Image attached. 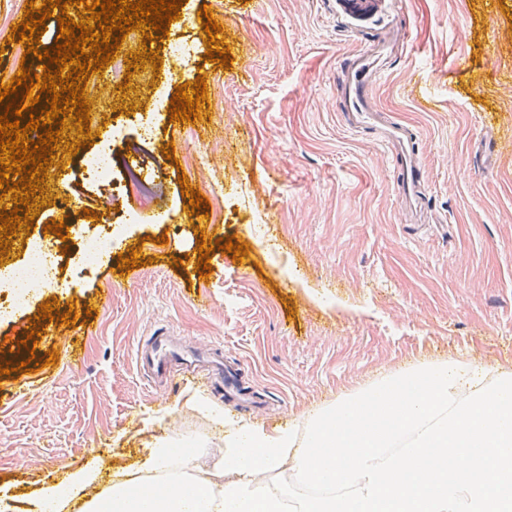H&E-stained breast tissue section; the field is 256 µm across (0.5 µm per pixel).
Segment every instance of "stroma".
Instances as JSON below:
<instances>
[{
	"instance_id": "stroma-1",
	"label": "stroma",
	"mask_w": 512,
	"mask_h": 512,
	"mask_svg": "<svg viewBox=\"0 0 512 512\" xmlns=\"http://www.w3.org/2000/svg\"><path fill=\"white\" fill-rule=\"evenodd\" d=\"M28 4L0 0V84L23 67L43 70L11 31ZM205 8L224 29L230 68L206 57ZM180 12L168 36L146 42L134 32L115 55L124 64L158 50L160 71L143 61L124 90L107 68L85 88L92 145L120 127L119 164L151 183L113 193L83 179L79 158L59 145L33 226L18 227L0 257L23 263L38 235L61 252L40 297L0 307L1 358L47 329L43 302L60 315L87 295L99 299L82 324L36 344L29 373L0 378V494L15 512L93 460L111 493L113 480L138 473L156 437L195 442L202 471L211 470L224 427L205 402L231 420L285 427L419 361L463 355L512 368V0H393L380 27L345 0H185ZM176 41L194 55L172 56ZM374 45L392 59L374 91L380 112L419 133L421 215L402 206L384 147L372 129L345 123L336 95L335 77ZM448 70L451 82H434ZM199 76L208 98L199 118L172 121L160 95ZM422 78L425 101L407 93ZM150 112L147 134L137 116ZM182 174L223 206L207 277ZM60 185L71 211L56 205ZM120 220L119 241L83 268L80 233ZM54 221L76 230L56 238L46 230ZM227 241L248 255L233 260ZM132 251L138 265L121 268ZM160 332L221 351L265 406L226 401L203 376L157 386L135 353ZM75 336L83 346L74 364L66 348Z\"/></svg>"
}]
</instances>
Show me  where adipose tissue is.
<instances>
[{"label": "adipose tissue", "instance_id": "ef3b65f1", "mask_svg": "<svg viewBox=\"0 0 512 512\" xmlns=\"http://www.w3.org/2000/svg\"><path fill=\"white\" fill-rule=\"evenodd\" d=\"M303 424L267 433L245 424L224 427V455L213 474L198 476L196 456L170 438L153 439L139 475L113 482L108 496L97 491L99 473L88 465L69 477V497L84 512H299L274 489L271 479L295 466ZM66 497V498H69ZM57 487L44 488L29 512H62Z\"/></svg>", "mask_w": 512, "mask_h": 512}]
</instances>
